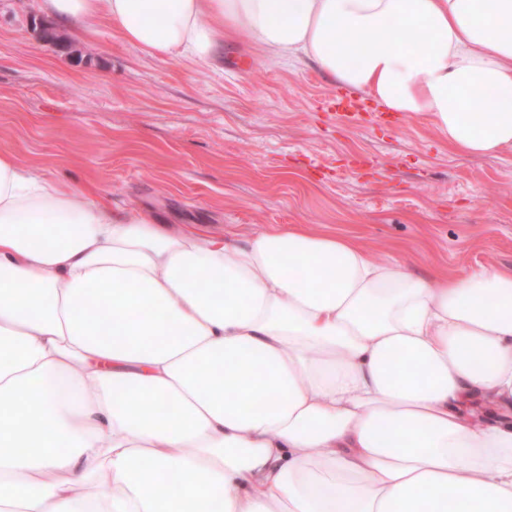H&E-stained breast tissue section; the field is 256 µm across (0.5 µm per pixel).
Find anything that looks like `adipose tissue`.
<instances>
[{
  "instance_id": "adipose-tissue-1",
  "label": "adipose tissue",
  "mask_w": 512,
  "mask_h": 512,
  "mask_svg": "<svg viewBox=\"0 0 512 512\" xmlns=\"http://www.w3.org/2000/svg\"><path fill=\"white\" fill-rule=\"evenodd\" d=\"M43 8L158 58H307L457 154L512 149V0ZM0 512H512V270L163 224L0 152Z\"/></svg>"
}]
</instances>
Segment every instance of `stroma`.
Here are the masks:
<instances>
[{"instance_id": "1", "label": "stroma", "mask_w": 512, "mask_h": 512, "mask_svg": "<svg viewBox=\"0 0 512 512\" xmlns=\"http://www.w3.org/2000/svg\"><path fill=\"white\" fill-rule=\"evenodd\" d=\"M41 0H0V151L110 208L245 237L349 234L421 276L512 268V149L470 158L419 115L347 116L309 61L225 41L211 63L156 58L108 22L60 42Z\"/></svg>"}]
</instances>
